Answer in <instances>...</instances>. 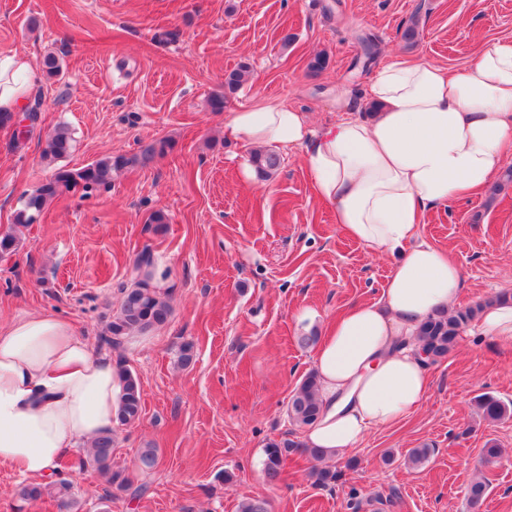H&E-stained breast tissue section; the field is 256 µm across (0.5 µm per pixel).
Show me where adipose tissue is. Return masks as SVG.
<instances>
[{"instance_id": "1", "label": "adipose tissue", "mask_w": 512, "mask_h": 512, "mask_svg": "<svg viewBox=\"0 0 512 512\" xmlns=\"http://www.w3.org/2000/svg\"><path fill=\"white\" fill-rule=\"evenodd\" d=\"M38 77L29 56L0 55V112H19ZM372 117L312 128L305 113L262 99L226 130L249 146L304 148L321 200L351 239L394 254L378 300L349 308L314 358L323 410L309 446L357 447L424 403L419 324L452 309L462 271L421 240L425 213L488 188L512 157V41L486 45L460 72L397 58L374 78ZM471 334L512 343V304H489ZM120 386L66 319L30 313L0 327V465L40 480L63 453L115 425Z\"/></svg>"}]
</instances>
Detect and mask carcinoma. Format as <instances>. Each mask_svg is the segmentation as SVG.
<instances>
[{
	"mask_svg": "<svg viewBox=\"0 0 512 512\" xmlns=\"http://www.w3.org/2000/svg\"><path fill=\"white\" fill-rule=\"evenodd\" d=\"M249 72L248 64L243 63L224 74V92L209 98V110L224 111L228 98L243 85ZM72 148L73 138L67 126L61 125L48 135L42 149V159L47 165L53 166V174L49 180L22 198L14 218L15 231L0 235V255L15 252L19 243L16 231L35 223L46 205L61 192L79 190L88 196L108 186L112 173L131 165H146L155 158L166 155L173 149V144L167 139H159L141 146L139 152L131 156L108 154L81 168H69L60 164ZM251 162L261 179L272 177L282 165L281 156L274 150L254 151ZM152 265L153 261L149 255L141 256L139 267L143 268V278L134 287L123 292L120 308L112 316L107 333L102 338L107 345L119 348L135 337L143 336L165 324L171 317L172 307L165 292L151 284L154 275ZM485 305L486 302L478 301L464 309L451 312L440 310L424 321L420 325L418 336L427 355V362L436 363L447 358L457 346L462 333L476 321ZM118 377L120 397L116 411L117 427H131L140 421L142 414L140 380L122 360L118 363ZM477 406L483 418L490 422L512 417V407L492 396L479 397ZM320 413L317 376L315 372L310 371L301 378L290 395L288 417L292 425L308 428L318 420ZM115 442L114 430L99 435L93 446L85 449L84 454L71 462L69 468H92L104 477L112 489L119 492L129 491L132 496L137 497L141 495L143 487H133L126 470L112 463ZM264 453L263 471L270 482L279 480L288 457L293 453L304 455L314 462L309 469L313 485L326 488L336 482V471L321 465L324 461V452L319 448H311L303 442L289 438L273 439L266 443ZM137 462L138 468L143 472L154 470L159 462L158 449L152 446L140 449ZM486 493L485 479L479 475L474 477L467 487V501L470 507L480 506ZM19 496L25 501L50 497L56 501L61 512H78L81 507L73 481L61 471L51 482L22 485Z\"/></svg>",
	"mask_w": 512,
	"mask_h": 512,
	"instance_id": "obj_1",
	"label": "carcinoma"
}]
</instances>
